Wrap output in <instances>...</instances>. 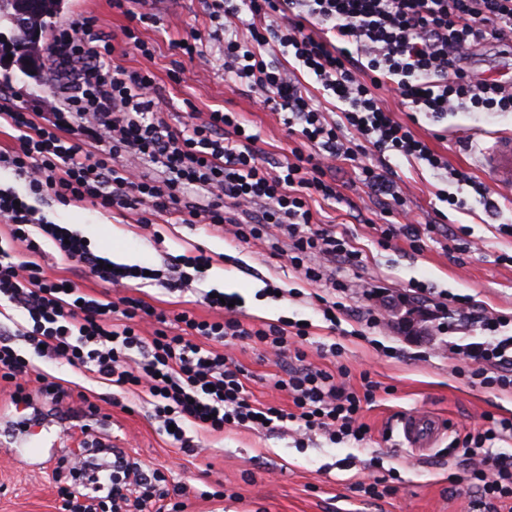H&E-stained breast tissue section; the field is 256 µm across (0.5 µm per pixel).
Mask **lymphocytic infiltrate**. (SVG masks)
<instances>
[{
    "instance_id": "obj_1",
    "label": "lymphocytic infiltrate",
    "mask_w": 512,
    "mask_h": 512,
    "mask_svg": "<svg viewBox=\"0 0 512 512\" xmlns=\"http://www.w3.org/2000/svg\"><path fill=\"white\" fill-rule=\"evenodd\" d=\"M135 2L113 0L129 18L120 33L102 32L89 12L76 14L56 33L48 65L59 82L61 104L49 101L37 111L0 97V121L15 132L12 146L0 150V168L11 170L27 189L22 196L0 187V219L9 228L0 245V301L27 314L14 337L0 339V380L13 386L18 405L33 394L59 404L68 398L58 382L32 375L31 356L15 347L24 341L32 356L148 395L160 432L170 433L191 456L202 447L187 437L188 422L221 433L275 430L289 421L333 444L365 441L369 427L362 412L379 385L366 372L360 389L345 384L349 369L341 362L340 344L327 350L338 361L335 370L308 365L309 323L248 326L240 318L242 303L217 288L197 291L216 319L183 310L171 318L182 331L170 332L166 314L139 297H111L110 288L147 278L168 291L185 292L194 270L211 267V256L182 255L171 267L151 271L112 266L78 232L48 220L34 202L49 197L111 214L137 210L148 232L160 218L174 216L184 224L230 231L233 241L273 255L279 233L289 241V267L316 284L323 272L311 265L312 257L324 256L347 270L362 258L350 236L320 223L310 205L316 197L338 198L332 171L336 161L345 160L356 168L357 181L386 201L378 246L402 236L421 249L423 232L437 227L422 230L410 221L406 199L382 163L402 156L444 172L446 186L437 197L450 207L462 206L457 192L466 187L490 199L491 190L470 169L453 166L412 125L422 114L512 112V82L477 80L468 69L474 48L486 41L512 50V0H202L205 15L224 31L218 63L225 76L247 84L260 107L284 112L285 124L296 130L299 147L274 169L239 113L195 111L187 121L170 124L159 106L154 74L115 59L118 42L142 57L154 54L139 35L140 25L152 17L135 12ZM286 50L340 102L336 113L315 105L301 81L278 65V54ZM385 91L398 98L407 121L383 107ZM127 155L157 166L159 176L124 166ZM193 190L206 195L207 204L189 201ZM45 239L81 274L104 283L106 292L89 295L69 278L48 277L39 262ZM150 318L158 327L147 337L141 325ZM480 323L494 337L451 345L462 364L458 374L483 389L512 390V335L504 332L512 318L490 312L481 314ZM242 343L254 344L272 362L290 360L286 377L275 386L288 392L292 410L255 399L245 368L228 353ZM499 441H512V418L485 416L479 427L455 433L450 442V454L462 457L466 468L448 480L474 492L478 512H512V454L495 452ZM56 473L63 512L186 509L183 484L120 455L112 462L111 483L86 493L72 485L80 474L76 460H61Z\"/></svg>"
}]
</instances>
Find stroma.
Returning a JSON list of instances; mask_svg holds the SVG:
<instances>
[{
  "mask_svg": "<svg viewBox=\"0 0 512 512\" xmlns=\"http://www.w3.org/2000/svg\"><path fill=\"white\" fill-rule=\"evenodd\" d=\"M145 9L156 17L155 24L141 31L142 38L155 46L153 58L145 59L121 43L115 56L127 67L154 73L169 122H177L193 108L237 112L257 134L266 159L273 164L283 160L296 147L295 138L280 114L256 108L247 87L225 80L218 71L212 58L218 46L213 39L215 26L199 0H150ZM77 11L96 14L106 32L128 23L112 0H61L57 25H64ZM192 27L201 32L208 54L191 61L172 49L171 43ZM0 92L33 108L54 97L56 82L52 73L33 78L14 64L0 67ZM414 130L452 165L470 168L485 183L489 180L486 152L498 136L512 133V112L459 111L437 121L423 117ZM390 164L419 221L446 225L448 245L432 243L418 252L401 237L390 248L379 247L374 226L381 221L382 203L355 184L350 163H338L333 175L339 198L318 200L312 207L321 222L339 225L363 251L354 275L356 290L346 300L351 314L343 319L339 334L330 332L319 312L313 298L315 286L300 281L279 258L235 247L221 234L173 220L162 224L164 241L158 244L140 230L138 211L113 216L80 203L42 202L41 211L54 223L68 226L77 217L99 226V237L90 243L101 256L117 250L135 256L137 265L158 268L166 259L203 248L213 259L204 287L242 295L245 323L257 326L282 317L309 320L314 345L309 363L329 367V359L320 357L315 347L339 343L344 350L342 361L350 370L349 384L359 386L361 373L367 372L380 388L364 412L371 428V439L365 444H333L314 432L299 448L291 432L216 434L189 425L187 436L206 447L191 457L159 434L157 422L148 416L144 394H115L105 380L37 357L35 372L55 377L71 398L68 405L60 406L35 396L17 406L11 401L10 386L0 385V512H59L54 483L57 462L76 456L91 461V444L103 438L142 465L172 470L189 489L186 512H471V495L456 491L448 482L449 474L463 471L459 458L443 446L416 456L401 441L399 419L406 412L429 413L447 424L443 439L448 442L452 431L479 426L484 415L512 418V390L481 389L457 376L449 345L488 337L471 319L451 316L453 330L445 334L438 332L435 322L419 321L409 333L402 325L403 308L392 300L411 282L421 281L431 293L447 290L466 295L476 310L512 317V236L497 231L498 225L512 224V191L496 189L497 206L489 210L472 189H465L466 205L455 211L438 200L436 191L443 183L428 166L396 157ZM269 281L299 289L300 294L278 301L259 297ZM371 290L382 292L389 302L385 323L375 329L365 328L360 319ZM382 344L391 347V354L379 352ZM230 353L251 373L249 387L259 401L290 408L287 393L272 386L276 366L261 360L249 345L233 347ZM116 396L121 406H113ZM87 401L100 408L98 418L90 422L79 412ZM389 475L394 478L393 492L383 500L366 499L356 490L364 477ZM219 484L225 498L210 499Z\"/></svg>",
  "mask_w": 512,
  "mask_h": 512,
  "instance_id": "obj_1",
  "label": "stroma"
}]
</instances>
